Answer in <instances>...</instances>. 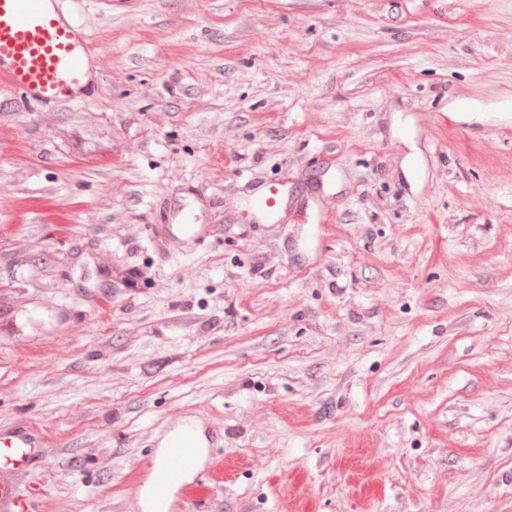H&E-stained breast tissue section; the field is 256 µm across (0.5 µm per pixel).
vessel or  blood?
I'll use <instances>...</instances> for the list:
<instances>
[{"label": "vessel or blood", "instance_id": "vessel-or-blood-1", "mask_svg": "<svg viewBox=\"0 0 512 512\" xmlns=\"http://www.w3.org/2000/svg\"><path fill=\"white\" fill-rule=\"evenodd\" d=\"M80 0H0V81L29 103L40 106L85 104L95 65L91 37L81 26ZM252 222L277 224L293 210L294 198L280 182L255 184L246 198ZM203 205L171 204L162 226L171 239L201 242L210 234ZM220 429L178 424L170 450L137 466L131 485L136 504L153 494L155 512H210L197 489L213 478L216 466L194 473L200 449L223 440ZM45 438L35 428L0 429V512H26V497L13 474L26 471L41 456Z\"/></svg>", "mask_w": 512, "mask_h": 512}]
</instances>
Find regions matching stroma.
Masks as SVG:
<instances>
[{
    "mask_svg": "<svg viewBox=\"0 0 512 512\" xmlns=\"http://www.w3.org/2000/svg\"><path fill=\"white\" fill-rule=\"evenodd\" d=\"M87 104L0 82V426L28 512H131L178 417L211 512H512V0H84ZM336 198L253 224L248 177ZM213 202V236L158 232ZM45 437L35 428L19 425L0 429V510L25 512L26 496L10 475L26 471L41 457Z\"/></svg>",
    "mask_w": 512,
    "mask_h": 512,
    "instance_id": "1",
    "label": "stroma"
}]
</instances>
